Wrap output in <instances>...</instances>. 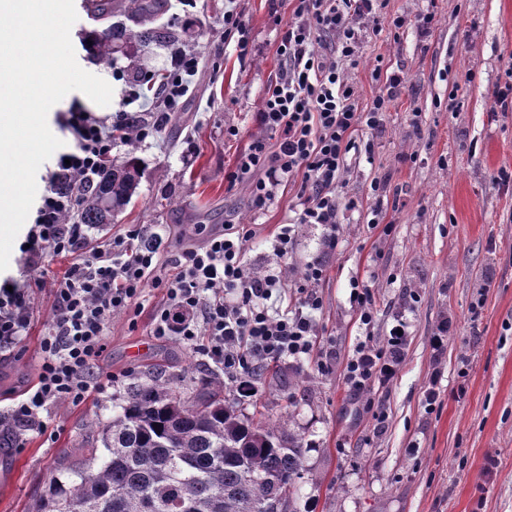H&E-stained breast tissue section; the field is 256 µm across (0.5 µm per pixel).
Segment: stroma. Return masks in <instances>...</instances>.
<instances>
[{
  "label": "stroma",
  "instance_id": "obj_1",
  "mask_svg": "<svg viewBox=\"0 0 512 512\" xmlns=\"http://www.w3.org/2000/svg\"><path fill=\"white\" fill-rule=\"evenodd\" d=\"M161 18L176 45L200 59L190 90L166 128L142 140V175L131 203L106 230H90L91 244L143 224L171 256L192 240L194 225L256 227L246 244L251 272L280 271L286 287L301 280L307 260L324 254L327 273L318 292L317 347L331 349L328 369L310 360L270 364L254 397L235 400L239 414L282 424L304 448L293 496L296 512H512V187L498 184L512 171V111L493 108V88L512 62V0H384L388 16L405 18L399 36L367 31L363 54L347 79L361 105L387 94L374 80L377 64L403 72L384 128L361 129L339 190V244L323 252V229L299 224L287 257L265 242L292 218L297 183L279 187L256 207L248 183L229 184L237 155L259 129L255 114L280 70L277 18H289L291 0H170ZM433 8L436 23L421 33L417 17ZM245 21L249 51L224 41V12ZM175 45V46H176ZM456 92L457 111L448 94ZM385 190L374 199L370 185ZM392 224L389 235L372 219ZM9 266L30 289L32 321L10 355L0 356V412L32 384L40 340L53 302L37 288L19 249ZM373 295V323L363 327L349 303V281ZM157 291H148L136 320L115 315L107 328L102 370L117 387L78 406L49 408L44 430L22 447L0 449V512H31L58 474L61 461L80 466L84 451L101 445L135 378L159 372L181 389L202 386L211 372L179 337L151 336ZM410 324L403 363L389 383L351 399L343 368L364 338L381 346L396 318ZM452 325L442 351L431 338ZM442 369L439 403L424 394ZM385 414L377 422L371 409Z\"/></svg>",
  "mask_w": 512,
  "mask_h": 512
}]
</instances>
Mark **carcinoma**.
Wrapping results in <instances>:
<instances>
[{"mask_svg":"<svg viewBox=\"0 0 512 512\" xmlns=\"http://www.w3.org/2000/svg\"><path fill=\"white\" fill-rule=\"evenodd\" d=\"M107 26L88 32L98 61L135 57L152 43L173 42L156 21L168 0H89ZM139 123H127V151L96 180L74 215L82 224H110L130 203L141 177L137 156ZM102 446L90 451L89 468L49 491L32 512H58L69 501L78 512H259L288 503L293 509L302 448L279 424L255 422L224 397L219 376L185 398L168 379L148 373L127 393L118 413L102 430Z\"/></svg>","mask_w":512,"mask_h":512,"instance_id":"carcinoma-1","label":"carcinoma"}]
</instances>
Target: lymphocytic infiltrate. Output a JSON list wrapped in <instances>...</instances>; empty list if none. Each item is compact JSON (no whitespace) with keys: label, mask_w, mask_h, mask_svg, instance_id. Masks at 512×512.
Segmentation results:
<instances>
[{"label":"lymphocytic infiltrate","mask_w":512,"mask_h":512,"mask_svg":"<svg viewBox=\"0 0 512 512\" xmlns=\"http://www.w3.org/2000/svg\"><path fill=\"white\" fill-rule=\"evenodd\" d=\"M282 26L278 53L283 67L263 94L256 115L261 129L239 153L229 183L248 180L253 201L271 204L284 182L296 180L300 189L294 210L296 222L317 224L326 244L335 247L339 226L336 189L342 181L348 154L356 147L361 128L382 130L390 97H376L360 107L343 75L344 65H357L367 21H379L381 0H294ZM331 41L329 51L317 50L320 37ZM198 71L193 51L171 56L169 68L153 91L132 85L115 119L99 120L75 111L71 125L78 143L66 160L57 161L36 211L24 249L28 268H40L46 252L71 257L62 275L49 278L54 293L50 319L41 341L36 381L18 395L8 414L17 437L43 429L42 414L57 404L84 403L115 381L98 362L105 349L107 328L114 315L141 313L147 289L162 296L153 312L151 336L179 337L208 367L222 371L238 396L255 390L257 367L314 353V315L322 309L317 286L326 274L322 258L305 265L297 304L271 314L269 303L284 285L276 270L252 274L245 261L246 244L254 229L225 225L207 232L201 242L180 248L171 258L172 273H163L158 246L145 225L136 224L108 243L89 247V227L63 223L80 198L112 158L130 117L128 107L151 98L153 111L140 127L141 137L160 132ZM31 323L29 292L0 285V352L13 349ZM408 324L396 319L385 346L357 344L348 359L344 379L354 395L373 384L396 377L408 341Z\"/></svg>","instance_id":"lymphocytic-infiltrate-1"}]
</instances>
